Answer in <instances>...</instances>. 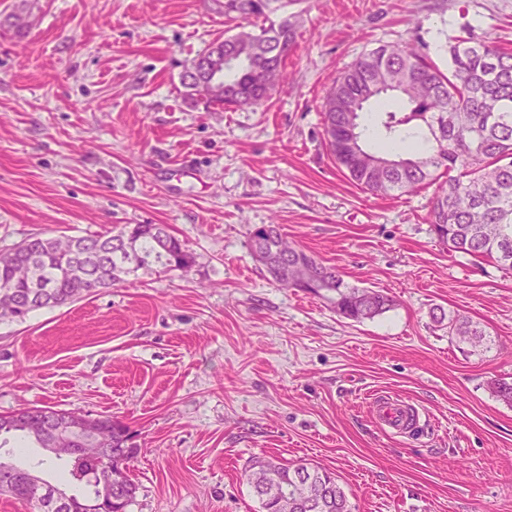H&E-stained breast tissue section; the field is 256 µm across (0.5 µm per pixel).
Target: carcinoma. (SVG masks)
I'll return each mask as SVG.
<instances>
[{
	"instance_id": "obj_1",
	"label": "carcinoma",
	"mask_w": 512,
	"mask_h": 512,
	"mask_svg": "<svg viewBox=\"0 0 512 512\" xmlns=\"http://www.w3.org/2000/svg\"><path fill=\"white\" fill-rule=\"evenodd\" d=\"M284 7L283 0H224V16L239 21V31L220 45L238 61L224 68V93L212 95L201 82L183 80L184 99L213 110L262 107L285 79L284 61L294 43L288 18L270 20ZM447 54L445 71L413 43L382 45L357 58L324 98V141L347 180L373 195L442 180L429 213L437 240L450 252L512 270V51L468 35L451 39ZM250 249L266 259L264 268L275 281V266L285 256L301 263L309 280L303 290L326 298L347 319H372L393 306L388 295L349 284L336 268L289 245L276 224L257 229ZM191 264L192 254L166 224L63 239L34 235L0 252V287L13 293L9 302L0 297V321L23 322L149 265L168 271ZM434 320L448 322V336L458 344H488V334L466 318L442 313ZM489 390L512 405L511 381L498 378ZM44 412L59 426L79 418L51 406L0 415V449L8 435L54 447V433L38 417ZM92 439L98 455L64 461L71 496L85 504L82 512H96L100 485L110 480L112 512H126L137 486L126 472L111 478L110 464L116 455L133 461L138 448L127 426L112 418L100 422ZM247 481L261 512H352L336 474L312 463L258 459ZM0 495L27 503L32 512H70L25 484H0Z\"/></svg>"
}]
</instances>
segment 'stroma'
<instances>
[{
	"label": "stroma",
	"mask_w": 512,
	"mask_h": 512,
	"mask_svg": "<svg viewBox=\"0 0 512 512\" xmlns=\"http://www.w3.org/2000/svg\"><path fill=\"white\" fill-rule=\"evenodd\" d=\"M287 78L259 110L186 102L185 65L233 23L224 0H0V251L35 234L165 224L188 270L143 268L26 322H0V414L50 406L126 425L128 512H258L252 461L335 472L353 512H512V270L448 252L435 186L350 184L319 105L382 43L446 66L447 37L512 48V0H286ZM278 225L394 306L363 322L267 280L251 233ZM489 348L458 347L433 309ZM389 394L422 411L395 436ZM448 336L451 341L469 345L472 348L482 347L487 345L488 341L491 342L484 330L458 315L448 316Z\"/></svg>",
	"instance_id": "obj_1"
}]
</instances>
